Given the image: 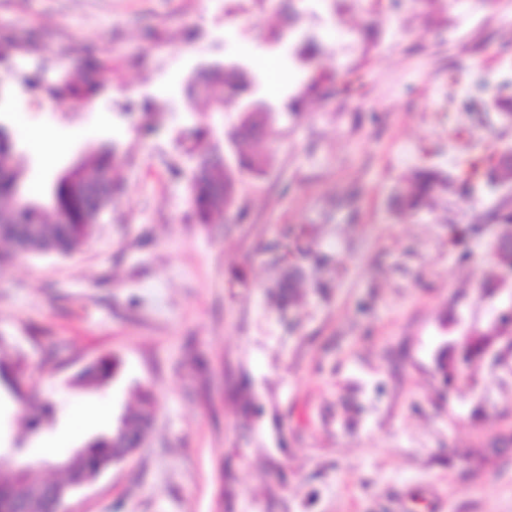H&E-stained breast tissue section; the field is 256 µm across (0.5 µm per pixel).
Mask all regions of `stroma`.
Listing matches in <instances>:
<instances>
[{
	"mask_svg": "<svg viewBox=\"0 0 512 512\" xmlns=\"http://www.w3.org/2000/svg\"><path fill=\"white\" fill-rule=\"evenodd\" d=\"M293 3L297 33L322 46L318 67L351 71L348 92L305 94L309 65L270 39L274 0H0V34L39 38L0 60V122L24 186L48 189L106 141L122 186L78 253L0 269V335L24 354L33 398L62 408L32 437L1 393L0 446L66 456L108 427L86 406L117 413L137 386L155 394L148 443L67 512H512V445H496L512 436L506 337L462 364L454 388L437 371L440 351L458 356L512 303V273L491 252L499 228L483 221L512 186L440 190L411 214L395 203L416 169L452 180L512 147L490 107L512 94V0ZM83 46L110 65L89 105L56 94L80 79ZM260 55L286 79L274 94L255 73L277 116L269 164L239 185L243 223H197L190 156L226 144L239 114L182 87ZM27 128L67 151L44 164ZM453 224L467 230L456 246ZM300 226L302 247L330 262L306 268L283 311L269 291L288 264L283 232ZM104 354L121 361L112 382L71 387Z\"/></svg>",
	"mask_w": 512,
	"mask_h": 512,
	"instance_id": "stroma-1",
	"label": "stroma"
}]
</instances>
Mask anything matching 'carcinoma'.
Instances as JSON below:
<instances>
[{"label": "carcinoma", "instance_id": "1", "mask_svg": "<svg viewBox=\"0 0 512 512\" xmlns=\"http://www.w3.org/2000/svg\"><path fill=\"white\" fill-rule=\"evenodd\" d=\"M295 56L310 64L319 55L314 41L296 38L291 43ZM80 62L87 72L84 84L66 85V90L89 104L98 91L97 75L109 69L103 60L82 52ZM222 89V95L213 98V104L228 103L240 112L237 125L228 133L232 153L224 158L217 147L197 155L189 182V202L199 224H210L215 215L231 211L237 201V186L248 175H259L267 167V157L260 153H247L244 147L267 140L271 136L272 108L266 103L251 99L257 93L254 76L240 63L224 67L214 66L196 71L187 85V95L211 94L214 88ZM117 162V150L113 143L105 142L98 150L92 165H80L74 174L59 178L49 189V209L54 222H43L45 209L28 199L24 192L20 170L15 162V145L8 128L0 123V198L9 197L13 204L0 207V240L11 245L8 252L0 251V266L16 258L56 254L70 256L78 252L91 237L103 214L112 208V168ZM512 178V157L507 154H490L470 159L460 178L459 189L466 191L475 182L487 181L503 184ZM442 184L441 176L431 169H419L399 187L396 198L400 210L419 211L431 205L433 194ZM493 223L501 227L497 239L512 243V204L500 202L492 209ZM302 274L294 267L277 280L275 295L279 305L291 306L293 297L284 288L295 287L294 280ZM499 327L479 332L469 337L463 346L461 358L469 362L481 357ZM120 361L113 355H105L87 364L73 381L80 388H99L106 385L117 373ZM439 375L447 385L459 379L456 359L444 354L439 361ZM27 366L22 355L15 361H0V386L18 402L28 401L25 389ZM154 393L149 388L139 392V408L123 415L122 434L107 431L84 445L83 454L72 458L68 468L60 472L61 478L43 483L52 489L89 477L111 468L120 455L139 449L151 426V408ZM57 402L44 398L35 410L27 415L29 434L37 436L55 419ZM24 512H61L63 501L47 493H34L21 485L13 472V466L0 462V512H13L15 505Z\"/></svg>", "mask_w": 512, "mask_h": 512}]
</instances>
